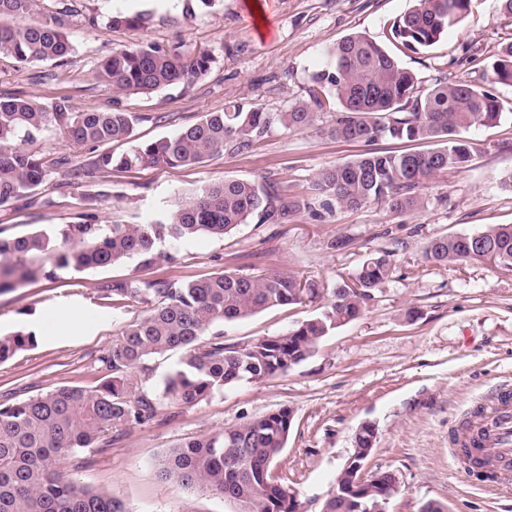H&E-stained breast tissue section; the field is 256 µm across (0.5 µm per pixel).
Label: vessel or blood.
<instances>
[{
	"label": "vessel or blood",
	"mask_w": 512,
	"mask_h": 512,
	"mask_svg": "<svg viewBox=\"0 0 512 512\" xmlns=\"http://www.w3.org/2000/svg\"><path fill=\"white\" fill-rule=\"evenodd\" d=\"M479 441L490 454L495 469L492 483L502 488L512 486V389H499L480 403L473 414L452 434L455 445Z\"/></svg>",
	"instance_id": "vessel-or-blood-1"
}]
</instances>
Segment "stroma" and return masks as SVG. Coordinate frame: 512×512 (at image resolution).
I'll list each match as a JSON object with an SVG mask.
<instances>
[{"label": "stroma", "mask_w": 512, "mask_h": 512, "mask_svg": "<svg viewBox=\"0 0 512 512\" xmlns=\"http://www.w3.org/2000/svg\"><path fill=\"white\" fill-rule=\"evenodd\" d=\"M246 0H40L41 11H64L74 46L63 66L20 65L0 54V96L32 94L49 103L69 97L80 109L120 103L140 115L134 142L175 135L207 112L241 104L283 112L306 99L327 49L351 33L385 43L390 24L412 0H261L257 23ZM144 12L137 29L108 20ZM512 42V16L500 0H471L468 17L433 49L397 50L401 64L431 85L480 81L502 45ZM157 44L188 56L210 54L202 80L148 96L116 95L96 74L112 51ZM327 122L304 131L275 126L254 148L229 152L191 168L112 170L106 181L65 180L55 170L30 197L0 207V230L12 237L54 232L77 214L95 211L103 224H140L163 216L201 186L226 178L279 183L297 207L287 223L244 224L222 237L165 241L160 259L141 268L128 259L71 277L40 279L0 293V336L29 332L34 317L53 315L57 331L0 364V396L20 400L63 387L94 390L103 373L99 356L111 352L125 325L144 307L133 300L101 299L117 281H192L221 271L257 275L287 270L331 290L353 277L368 258L389 254L393 274L362 314L334 329L314 354L287 374L262 383L238 382L194 405L164 395L167 376L182 353L146 359L135 370L155 417L114 436L103 451L85 449L67 461L71 476L105 488L127 512H237L234 503L164 478L160 463L180 442L288 408L292 427L273 476L285 483L299 512H320L355 433L376 428L368 471H395L401 491L392 512H419L429 500L448 512H512V489H493L462 472L449 445L456 427L479 399L512 384V271L475 261L461 267L422 258L434 237L475 232L487 224H512V191L501 177L512 171V118L474 126L465 136L477 151L469 166L429 181L425 205L391 212L380 204L358 209L304 207L312 180L323 170L366 151L339 142ZM45 160L77 165L125 143L77 145L55 127L30 143ZM345 239L343 249L331 246ZM320 302L273 307L222 326L224 342L242 343L288 332L320 311Z\"/></svg>", "instance_id": "1"}]
</instances>
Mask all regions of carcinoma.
Listing matches in <instances>:
<instances>
[{
	"label": "carcinoma",
	"instance_id": "carcinoma-1",
	"mask_svg": "<svg viewBox=\"0 0 512 512\" xmlns=\"http://www.w3.org/2000/svg\"><path fill=\"white\" fill-rule=\"evenodd\" d=\"M413 2L387 35L391 43L412 52L434 46L469 15L470 0ZM38 6V0H0V53L24 66L61 64L73 45L60 17L48 14L18 26L9 22L34 14ZM144 21L136 13L114 16L110 23L134 29ZM212 63L206 53L185 58L148 45L112 52L101 60L98 74L118 93L148 95L194 84ZM487 82L512 86V43L492 62ZM307 94L309 101L284 112L238 105L206 112L174 136L137 144L118 157L92 156L77 168V176L102 179L117 167H195L228 149L253 148L274 124L301 131L328 113V132L338 141L388 138L424 148L370 149L320 172L312 184L320 206L358 209L376 203L402 213L424 206L421 190L433 177L472 161L476 147L462 132L495 125L504 116L489 88L450 83L441 75L424 90L417 76L381 45L356 33L328 50L326 66L312 74ZM136 120L117 105L79 110L64 98L45 104L30 94L0 96V207L32 195L50 175V163L25 148L46 127L55 125L70 140L87 145L132 139ZM293 208L274 183L226 179L201 187L154 223L110 226L87 211L55 235L0 236V292L133 257L147 268L160 258L157 244L167 238L221 237L255 218L284 224ZM422 257L439 265L491 260L512 268V224H486L477 233L435 237ZM391 274L387 255L371 257L353 284L336 287L319 315L285 334L236 345L224 344L220 324L312 301L318 290L285 271L217 272L189 282L123 281L103 289L114 300H139L145 315L126 325L112 352L98 358L105 376L97 389L67 387L0 402V512H126L110 492L76 482L61 462L154 416L153 399L136 391L133 368L151 356L183 351L165 385V395L183 404H195L242 380L260 383L284 375L311 357L323 337L356 319ZM32 344L31 333L0 338V363ZM291 426L292 412L283 407L190 439L166 453L162 475L222 495L239 512H298L294 493L271 474ZM364 451L352 449V463L336 473L321 512H391L399 477L376 471L371 483H357L368 460Z\"/></svg>",
	"mask_w": 512,
	"mask_h": 512
}]
</instances>
